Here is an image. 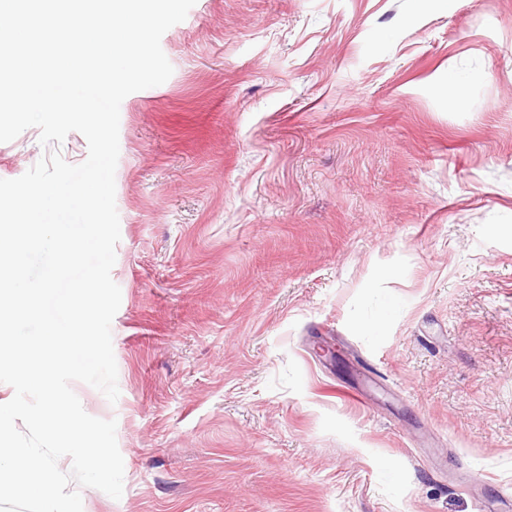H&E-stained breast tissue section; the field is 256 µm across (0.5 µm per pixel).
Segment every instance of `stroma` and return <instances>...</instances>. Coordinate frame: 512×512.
I'll use <instances>...</instances> for the list:
<instances>
[{"mask_svg": "<svg viewBox=\"0 0 512 512\" xmlns=\"http://www.w3.org/2000/svg\"><path fill=\"white\" fill-rule=\"evenodd\" d=\"M161 47L83 512H512V0H196Z\"/></svg>", "mask_w": 512, "mask_h": 512, "instance_id": "1", "label": "stroma"}]
</instances>
